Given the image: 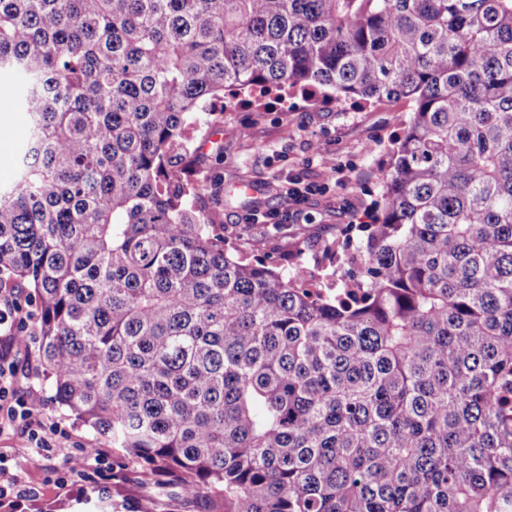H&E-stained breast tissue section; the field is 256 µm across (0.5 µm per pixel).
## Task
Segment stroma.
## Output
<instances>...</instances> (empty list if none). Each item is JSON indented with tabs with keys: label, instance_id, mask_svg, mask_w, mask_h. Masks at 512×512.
<instances>
[{
	"label": "stroma",
	"instance_id": "obj_1",
	"mask_svg": "<svg viewBox=\"0 0 512 512\" xmlns=\"http://www.w3.org/2000/svg\"><path fill=\"white\" fill-rule=\"evenodd\" d=\"M25 81L18 71H0V170L14 169L28 135V115L14 106V95ZM408 102L391 100L363 105L336 97L305 99L300 95L255 102L248 91L225 100L223 107L204 113L192 130L193 145L201 157L194 174L204 189L195 200L201 211L224 227V241L248 257L288 271L303 265L336 282L333 252H345L366 237L381 201V182L388 168L389 152L409 120ZM251 125L252 136L242 139V125ZM223 152H216L215 144ZM323 144L342 169L340 184L325 195L310 197L296 223L280 231L267 224H243L244 215L283 207L288 180L293 173L321 181L327 174L310 158L311 148ZM253 187V195L239 191L240 184ZM29 371L20 388L33 387L45 398V414L59 426V446L32 468L24 437L0 435V480L16 481L37 489L20 512H73L77 498L97 497L96 484L63 482L66 460L87 448L111 449L112 444L92 429L77 423L52 398L39 346L27 356Z\"/></svg>",
	"mask_w": 512,
	"mask_h": 512
}]
</instances>
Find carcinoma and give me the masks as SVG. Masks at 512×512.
<instances>
[{"label": "carcinoma", "mask_w": 512, "mask_h": 512, "mask_svg": "<svg viewBox=\"0 0 512 512\" xmlns=\"http://www.w3.org/2000/svg\"><path fill=\"white\" fill-rule=\"evenodd\" d=\"M0 70V292L112 439V512H512V0H0ZM246 88L411 103L367 292L194 207L187 128ZM25 81L18 71H0V171L8 169L11 177L0 178V186L12 183L16 173L15 160L28 135L27 112L14 107V95Z\"/></svg>", "instance_id": "1"}]
</instances>
